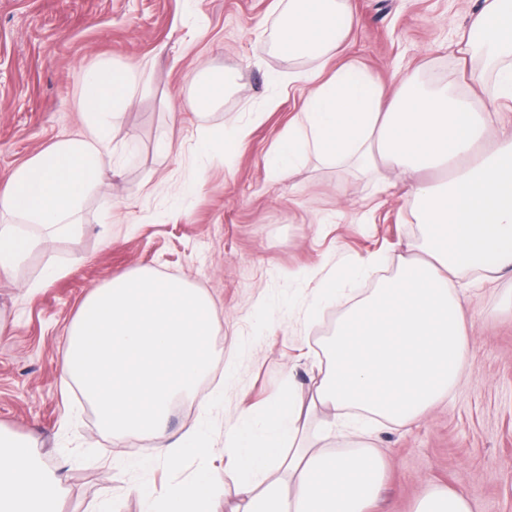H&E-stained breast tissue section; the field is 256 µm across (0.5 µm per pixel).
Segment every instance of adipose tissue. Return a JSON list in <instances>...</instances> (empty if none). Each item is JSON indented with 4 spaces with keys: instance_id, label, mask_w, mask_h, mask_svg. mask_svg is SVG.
Instances as JSON below:
<instances>
[{
    "instance_id": "1",
    "label": "adipose tissue",
    "mask_w": 512,
    "mask_h": 512,
    "mask_svg": "<svg viewBox=\"0 0 512 512\" xmlns=\"http://www.w3.org/2000/svg\"><path fill=\"white\" fill-rule=\"evenodd\" d=\"M277 47L288 57L328 60L349 36L348 0H287ZM452 52H484L493 103L476 106L447 84L403 75L393 97L359 65L287 76L268 74L273 86L302 85L297 121L264 159L267 175L282 179L307 157L350 164L378 175L388 167L403 176L419 226L397 258L392 276L346 308L326 339L318 368L320 405L353 412L355 445L349 451L315 446L295 386L233 427L227 465L238 485L232 512H370L384 477L372 442L383 424L416 422L459 386L469 352V309L454 278L478 282L512 276V0H478L459 28ZM145 62L104 61L88 68L76 105L80 136L63 138L11 170L0 182V272L12 271L41 239L26 224L55 237L78 230L83 204L112 172L113 121L131 104ZM232 87L223 73L206 70L179 110L197 113L221 103ZM491 151H483L484 143ZM447 170L445 179L419 178L422 170ZM370 254L348 261L346 272L320 277L305 325L322 321L326 307L342 301L348 278L382 263ZM206 472L165 490L136 485L146 512H211ZM57 481L33 460V444L0 431V512H54Z\"/></svg>"
}]
</instances>
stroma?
Returning a JSON list of instances; mask_svg holds the SVG:
<instances>
[{
	"mask_svg": "<svg viewBox=\"0 0 512 512\" xmlns=\"http://www.w3.org/2000/svg\"><path fill=\"white\" fill-rule=\"evenodd\" d=\"M274 0H0V175L79 133L82 72L103 60L150 64L148 78L112 134L113 174L85 204L80 229L0 273V427L34 440L41 466L62 478L59 512H144L132 487L164 488L212 473L214 512L238 494L224 473L227 433L250 408L295 384L302 401L315 385L312 364L336 320L303 327L316 294L312 269L356 256L392 257L416 235L393 174L376 193L368 175L316 159L281 180L264 157L298 115L299 92L270 87L267 72L313 69L274 47ZM355 27L337 61L361 65L393 93L398 72L464 86L477 106L489 84L464 81L448 44L475 0H349ZM205 68L233 79L223 103L206 114L173 113ZM262 112L235 159L200 155L199 135ZM173 139L169 151L156 143ZM64 275L44 280L47 266ZM138 268L201 290L215 307L213 363L193 395L172 404L170 430L205 433V456L178 464L156 458L158 439L111 437L93 408L63 392L58 362L67 329L88 294ZM512 279L458 291L473 319L460 385L422 420L379 427L375 444L385 478L375 512H415L427 485L467 495L471 512H512V309L502 296ZM152 469H125L128 457Z\"/></svg>",
	"mask_w": 512,
	"mask_h": 512,
	"instance_id": "stroma-1",
	"label": "stroma"
}]
</instances>
